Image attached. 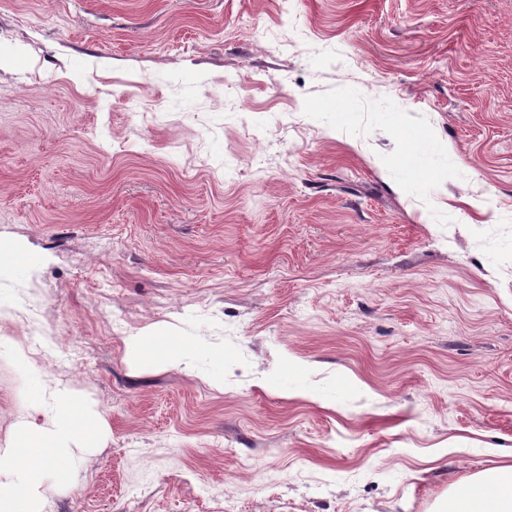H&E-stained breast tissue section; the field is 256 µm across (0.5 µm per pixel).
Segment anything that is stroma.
<instances>
[{
	"label": "stroma",
	"instance_id": "1",
	"mask_svg": "<svg viewBox=\"0 0 512 512\" xmlns=\"http://www.w3.org/2000/svg\"><path fill=\"white\" fill-rule=\"evenodd\" d=\"M0 242V448L34 368L107 425L45 512H443L512 463V0H0ZM154 343H161L162 347L154 350ZM132 351L145 364L167 362L181 365L188 357L189 341L182 336H144L133 343Z\"/></svg>",
	"mask_w": 512,
	"mask_h": 512
}]
</instances>
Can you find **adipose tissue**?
<instances>
[{
    "label": "adipose tissue",
    "instance_id": "1",
    "mask_svg": "<svg viewBox=\"0 0 512 512\" xmlns=\"http://www.w3.org/2000/svg\"><path fill=\"white\" fill-rule=\"evenodd\" d=\"M146 364H182L189 342L181 336L154 339L145 336L132 346ZM53 404L43 410L42 423L22 421L18 439L0 448V512H42L46 486L43 470L70 474L79 453L97 442L103 419L70 390L56 387ZM448 512H512V466L492 477L478 476L455 483L448 499Z\"/></svg>",
    "mask_w": 512,
    "mask_h": 512
}]
</instances>
